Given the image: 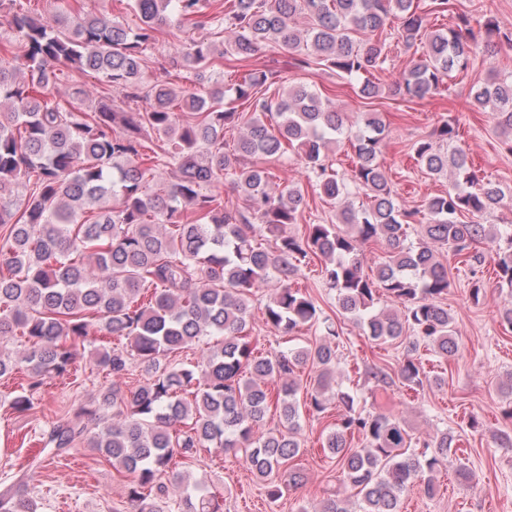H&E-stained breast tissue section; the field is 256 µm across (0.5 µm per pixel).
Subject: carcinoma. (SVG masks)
<instances>
[{"label":"carcinoma","mask_w":512,"mask_h":512,"mask_svg":"<svg viewBox=\"0 0 512 512\" xmlns=\"http://www.w3.org/2000/svg\"><path fill=\"white\" fill-rule=\"evenodd\" d=\"M0 0V19L18 43L0 41V340L24 338L20 356L0 348V377L21 369L25 381L10 401L28 411L47 379L71 373L78 354L112 375V390L94 410L59 421L43 434L42 453L59 456L77 444L101 453L127 478L137 512H221L179 467L203 448H220L241 459L264 482L275 502L283 490L303 483L290 461L304 447L302 411L334 417L321 447L336 458L337 486L323 490L319 512H401V497L417 487L436 495L435 474L457 453L444 431L412 437L395 414L359 407L357 395L336 385V349L314 345L264 357L249 336L253 289L273 284L264 324L292 336L319 322L311 295L292 287L301 270L319 260L321 275L336 293L340 314L356 321L375 343L406 344L397 376L415 390L428 379L413 352L424 345L448 360L458 350L457 331L442 299L448 268L433 245L448 247L455 261L482 264L474 244L485 242L499 281L512 288V233L492 231L460 215L483 216L503 205L504 191L472 170L456 144L459 126L447 120L433 138L413 146L419 168L448 177V192L421 211L400 207L380 160L386 127L376 112H362L354 125L308 85L298 83L272 98L275 72L248 62L266 45L288 49L294 65L327 67L357 93H383L367 75L387 59L386 26L397 20L407 44L425 51L394 80L393 96L423 100L436 94L453 72L468 68L484 49L512 45L489 16H457L448 28L431 20L453 11V0H126L141 25L135 29L85 11L83 0H66L51 19ZM308 20L305 30L296 19ZM189 22L202 33L174 44L156 59L167 75L185 70L206 79L217 66L215 31L231 35L223 55L246 68L234 84L214 79L203 89L176 90L167 80L146 84L143 63L153 56L156 33ZM64 67L96 78L100 100L85 112L76 100L63 105L51 87ZM123 99L112 100V89ZM470 103L490 110L498 128L512 135V76H494L470 90ZM153 131L163 144H146ZM236 148L224 151V136ZM354 148V165L341 174L325 163L340 138ZM301 157L320 197L342 202L336 224H308L302 236L286 232L298 223L303 188L276 186L254 158ZM161 165L179 173L168 189L152 191L148 177ZM229 182L244 207L229 210L213 191ZM29 187L23 202L3 201L6 192ZM364 190L368 201L351 197ZM415 226L417 244L406 243ZM269 235L276 250L259 238ZM508 247L502 248L501 240ZM385 246L387 259L375 276L364 271L362 247ZM401 312L375 309L381 296ZM412 336H407V333ZM196 347L200 357L176 360ZM310 365L312 390L297 398V370ZM143 381L125 386L132 369ZM280 408L279 426L265 429L270 406ZM41 459L19 470L0 489V512H31L28 487ZM170 474L173 482L162 478Z\"/></svg>","instance_id":"cac0c4a2"}]
</instances>
